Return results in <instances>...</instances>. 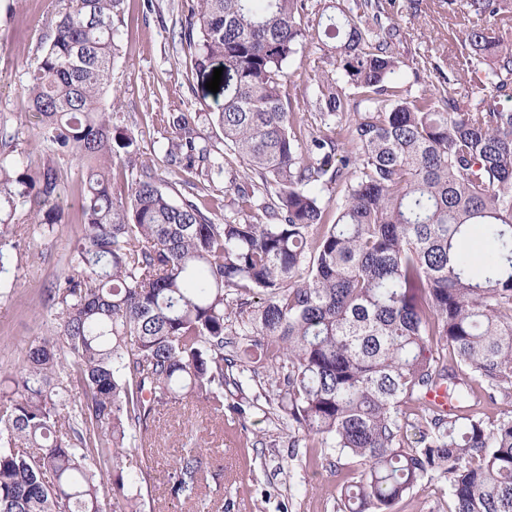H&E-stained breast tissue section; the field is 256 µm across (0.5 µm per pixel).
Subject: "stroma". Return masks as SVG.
Wrapping results in <instances>:
<instances>
[{
  "mask_svg": "<svg viewBox=\"0 0 512 512\" xmlns=\"http://www.w3.org/2000/svg\"><path fill=\"white\" fill-rule=\"evenodd\" d=\"M197 0H124L120 37L114 50L112 86L119 99L114 125L124 127L138 144L143 160H161L173 135V117L219 111L223 93L206 89L195 69V50L181 40ZM58 10L57 0H0V125L15 132L13 154L36 169L54 162L63 174V206L68 218L62 233L44 239L31 235L16 272L15 288L0 296V370L18 367L27 340L46 335L43 292L65 271V255L77 222L80 172L75 162L52 157L34 125L28 102L17 91L35 70L41 36ZM391 24L399 29L395 42L408 64L425 60L449 68L463 37L449 27L448 12L436 0H387ZM314 45L299 49L288 69V99L299 119L311 122L317 81L330 70ZM162 176L174 199L193 198L201 209L224 204L228 177L210 178L172 168ZM275 375L267 365L246 373L241 387L224 390V413L216 415L190 400L162 411L150 423L151 445L123 459L126 475L141 481L142 512H340V488L349 470L347 460L321 455L319 449L290 447L288 417L275 411L269 397ZM202 436L224 457L221 476H205L206 510L197 502L176 500L168 492L169 475L189 434ZM448 491L441 481L425 482L400 501L395 512H448Z\"/></svg>",
  "mask_w": 512,
  "mask_h": 512,
  "instance_id": "1",
  "label": "stroma"
}]
</instances>
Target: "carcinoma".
I'll return each instance as SVG.
<instances>
[{"mask_svg": "<svg viewBox=\"0 0 512 512\" xmlns=\"http://www.w3.org/2000/svg\"><path fill=\"white\" fill-rule=\"evenodd\" d=\"M122 2L63 0L23 88L40 138L84 172L68 271L45 291L51 332L0 371V512L118 499L140 512L122 457L151 419L189 399L224 412L227 372L257 363L282 374L272 395L291 447L362 465L342 512H393L438 479L448 512H512V412L470 408L478 391L512 403V47L496 34L512 9L440 0L472 27L456 78L435 65L433 88L413 94L383 0L336 3L312 128L285 94L289 61L314 42L306 0H198L183 37L198 70L235 77L211 121L244 165L220 224L176 202L112 124ZM200 118H176L164 162L220 176L229 160L197 145ZM13 141L0 131V275L20 248L17 211L44 238L63 223L58 168L20 167ZM441 387L455 409L427 401ZM187 445L170 476L178 500L223 472L220 454Z\"/></svg>", "mask_w": 512, "mask_h": 512, "instance_id": "carcinoma-1", "label": "carcinoma"}]
</instances>
